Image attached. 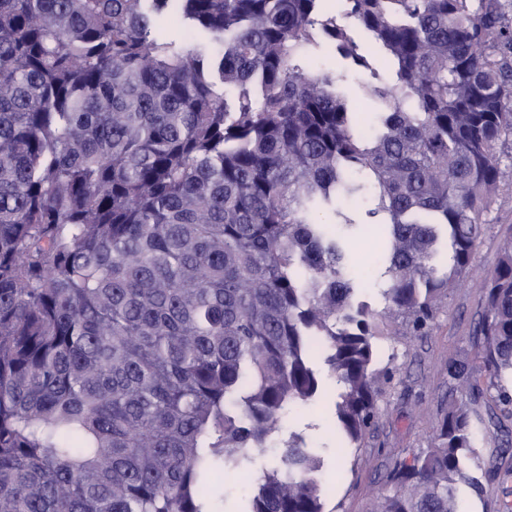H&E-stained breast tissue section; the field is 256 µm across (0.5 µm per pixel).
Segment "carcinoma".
<instances>
[{
	"instance_id": "carcinoma-1",
	"label": "carcinoma",
	"mask_w": 512,
	"mask_h": 512,
	"mask_svg": "<svg viewBox=\"0 0 512 512\" xmlns=\"http://www.w3.org/2000/svg\"><path fill=\"white\" fill-rule=\"evenodd\" d=\"M174 5L208 50L154 36ZM324 44L342 71L309 67ZM509 139L506 0H0V512H221L271 444L240 512H327L276 419L321 394L319 354L360 447L379 326H425L468 273ZM364 224L388 230L379 310ZM481 288L512 413V242ZM471 375L448 361L455 393L376 512H457L493 468ZM359 231L360 237L367 238L354 258L355 271L362 277L367 287L365 292L361 293V297L373 308L379 309L383 306V301L376 289L375 281L379 279V272L385 267L379 240L376 237L379 232L371 226H362Z\"/></svg>"
}]
</instances>
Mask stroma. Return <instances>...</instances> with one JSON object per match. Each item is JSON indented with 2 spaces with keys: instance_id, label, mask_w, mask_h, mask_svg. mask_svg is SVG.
I'll use <instances>...</instances> for the list:
<instances>
[{
  "instance_id": "1",
  "label": "stroma",
  "mask_w": 512,
  "mask_h": 512,
  "mask_svg": "<svg viewBox=\"0 0 512 512\" xmlns=\"http://www.w3.org/2000/svg\"><path fill=\"white\" fill-rule=\"evenodd\" d=\"M501 158L503 187L475 244L471 268L439 303L426 335H416L412 325L402 321L390 334L374 339L378 365L389 369L391 377L379 383L374 424L361 446L342 447L333 432L334 381H327L316 403L292 407L285 418L286 426L303 433L322 459L328 512H373L377 497L390 490L386 476L397 453L429 443L451 387L449 358L476 354L480 282L496 266L503 243L512 239V145L504 147ZM360 235L365 242L354 266L366 286L363 299L378 309L383 301L375 282L385 262L376 230L364 226ZM472 425L476 451L493 459L494 468L480 474V488L459 484L457 510L512 512V416L497 413L485 394L473 405Z\"/></svg>"
}]
</instances>
